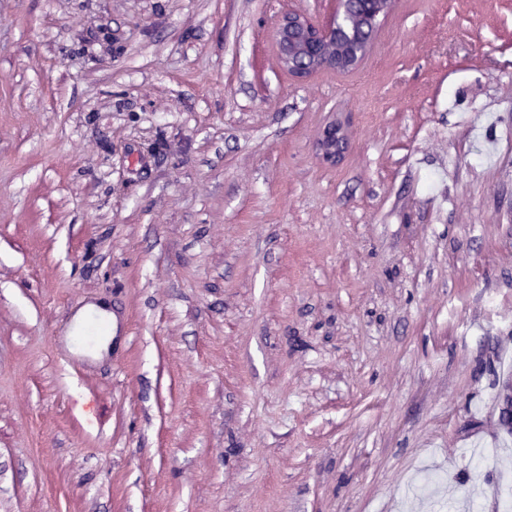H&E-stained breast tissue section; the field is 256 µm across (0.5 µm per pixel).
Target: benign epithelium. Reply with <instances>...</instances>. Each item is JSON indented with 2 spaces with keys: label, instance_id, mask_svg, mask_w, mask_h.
<instances>
[{
  "label": "benign epithelium",
  "instance_id": "obj_1",
  "mask_svg": "<svg viewBox=\"0 0 512 512\" xmlns=\"http://www.w3.org/2000/svg\"><path fill=\"white\" fill-rule=\"evenodd\" d=\"M336 10L323 24L288 14L277 26L275 42L282 67L304 78L320 70L336 72L354 69L363 54L348 48L347 38L360 29L375 34L395 0H336ZM347 148V140L332 125L323 130L320 152L323 160L336 163Z\"/></svg>",
  "mask_w": 512,
  "mask_h": 512
}]
</instances>
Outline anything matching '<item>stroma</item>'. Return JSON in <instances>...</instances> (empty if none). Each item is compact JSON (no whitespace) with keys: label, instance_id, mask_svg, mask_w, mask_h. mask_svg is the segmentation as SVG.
<instances>
[{"label":"stroma","instance_id":"obj_1","mask_svg":"<svg viewBox=\"0 0 512 512\" xmlns=\"http://www.w3.org/2000/svg\"><path fill=\"white\" fill-rule=\"evenodd\" d=\"M334 8L0 0V512H503L512 0L292 77ZM319 145L323 160L336 163L347 148V140L341 130H337L336 125H332L323 130ZM94 317H98L101 320H108L109 336H107L105 340L98 343L93 351L94 357H101L102 352H107L112 344V313L108 312L107 310L100 306L93 304L79 310L73 317L72 326L68 333V336H77L81 328L85 325V323H87Z\"/></svg>","mask_w":512,"mask_h":512}]
</instances>
